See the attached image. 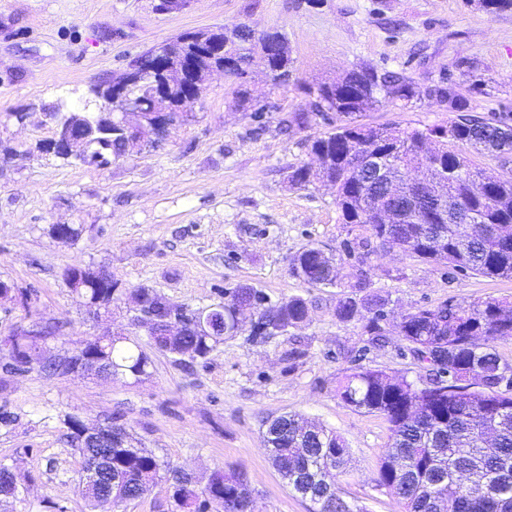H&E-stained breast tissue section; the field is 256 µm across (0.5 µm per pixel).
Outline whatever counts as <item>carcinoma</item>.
<instances>
[{
	"label": "carcinoma",
	"mask_w": 512,
	"mask_h": 512,
	"mask_svg": "<svg viewBox=\"0 0 512 512\" xmlns=\"http://www.w3.org/2000/svg\"><path fill=\"white\" fill-rule=\"evenodd\" d=\"M212 37L224 43V49L200 47L185 33L155 56L149 50L133 65H153L160 60L170 67L201 73L212 65L224 66L227 76L238 81L242 101L251 100L243 75L247 65L260 60L276 84L290 77L293 61L288 49L279 52L275 44L262 46L248 41L237 27L212 31ZM193 79L173 92L176 108H188L194 95ZM310 106L295 112L288 125L304 127L317 120L334 125L332 131L308 144V152H322L327 159L324 175L336 186V209L343 224H355L370 231L378 246L396 250L411 258L446 265L458 272H470L489 279H512V176L503 178L478 167L472 153L500 157L512 155V113L493 112L478 116L467 110L463 94L450 83L434 89L441 103L451 106L448 125L420 130H405L393 125L358 122L384 100L408 103L413 97L410 83L393 72L373 69L352 70L339 81L322 82L308 88ZM507 127L511 134L497 137ZM437 139L445 183L432 204L424 201L428 191L416 188L407 201L398 196L399 188L382 185L372 188L364 171L349 168L346 156L352 150L378 154L391 160L395 177L404 182L409 168L417 169L430 157L428 143ZM110 160L134 152L127 140L112 137V150L95 146ZM318 180L303 165L290 167L288 183L306 187ZM378 195L386 207L400 208L404 220L398 224H369L372 195ZM472 212L476 224H461L460 217ZM340 259L326 255L316 246H307L293 259V273L313 286H335ZM368 273L359 268L345 284L349 291L339 298L335 314L342 321L365 319L364 329L371 336L382 335L380 322L389 304L387 296L370 291ZM71 292L80 300L116 301L112 283L84 280L73 284ZM128 298L134 304L149 305L156 312L151 328L160 347L171 354L192 352L206 358L222 336H200L186 329L172 344L159 335L168 314L164 297L148 288H133ZM265 297L249 285L224 289V328L235 321L236 313L251 306L261 309V324L266 335L296 327L306 320L308 303L302 297H290L274 309L263 308ZM414 358L423 363L432 357L430 382L418 387L406 377H393L382 370L355 368L339 383L341 400L359 411L378 413L389 423L390 443L378 469V482L395 490L404 512H512V389L482 387L478 378L496 376L504 362L493 349L498 340L512 339V302L489 298L467 306L444 303L421 308L406 315L397 327ZM119 375H137L151 365L139 345L127 337L105 336L87 345ZM129 459L112 450V480L118 481L119 501L147 494L158 477L159 460L137 448H125ZM281 478L308 487L322 495L332 486L336 498L327 499V507L315 512H361L339 488L338 476L348 462L349 449L335 432L314 426L304 430L288 416V431L278 434L269 454ZM402 469L395 475L391 461ZM469 466L481 474L484 485H463L457 470ZM208 493L214 498L213 512H242L250 499L247 478L242 474H212L205 486L195 480L174 475L173 498L186 512H199V499Z\"/></svg>",
	"instance_id": "cac0c4a2"
}]
</instances>
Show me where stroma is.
<instances>
[{
	"label": "stroma",
	"instance_id": "stroma-1",
	"mask_svg": "<svg viewBox=\"0 0 512 512\" xmlns=\"http://www.w3.org/2000/svg\"><path fill=\"white\" fill-rule=\"evenodd\" d=\"M158 0H0V337L40 322L54 328L53 356L73 342L116 331L151 360L140 379L110 382L92 374L0 368V467L14 474L16 498L0 512H98L79 488L83 459L66 421L116 422L164 465L145 496L119 512H180L168 472L206 481L244 473L256 512H310L289 491L263 443L267 420L290 413L340 435L349 463L338 483L365 512H401L378 482L389 443L387 421L345 405L336 389L351 369H382L425 385L429 371L409 352L395 325L401 315L446 301L461 305L512 298V280L459 273L374 249L365 269L372 290L388 296L383 337L372 341L358 321L335 315L342 291L314 287L291 262L314 245L340 256L348 280L356 256L345 242L363 232L341 223L332 188H296L288 168L309 161L307 145L324 124L288 126L304 109L307 87L370 67L403 75L415 92L408 105L383 101L364 122L426 129L448 122L436 87L454 83L469 112L512 113V11L492 13L481 0H186L163 11ZM240 23L286 35L291 81L272 86L255 68L248 87L265 104L255 116L237 97L236 80L216 73L187 117L163 140L106 166L44 150L56 129L53 111H99L94 86L175 36ZM55 224H78L81 237L56 240ZM73 264L101 267L130 288L155 290L191 309L224 300L246 284L278 305L307 300L308 321L263 338L252 322L204 359L157 349L131 325L124 302L105 321L78 301L64 280ZM31 299H22L25 290Z\"/></svg>",
	"mask_w": 512,
	"mask_h": 512
}]
</instances>
